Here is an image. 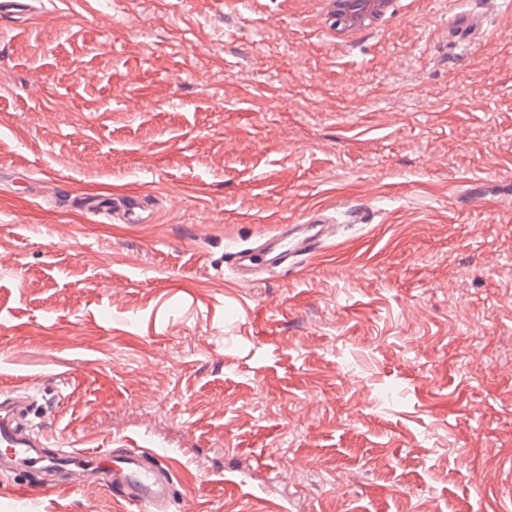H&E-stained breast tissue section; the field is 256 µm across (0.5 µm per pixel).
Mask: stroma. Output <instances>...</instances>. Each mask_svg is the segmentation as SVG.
Instances as JSON below:
<instances>
[{"instance_id": "1", "label": "stroma", "mask_w": 512, "mask_h": 512, "mask_svg": "<svg viewBox=\"0 0 512 512\" xmlns=\"http://www.w3.org/2000/svg\"><path fill=\"white\" fill-rule=\"evenodd\" d=\"M31 3L0 20V386L51 445L169 449L172 512H512V0L336 44L306 0ZM457 8L490 44L447 41ZM350 202L370 223L234 284L231 244ZM23 484L0 512H140ZM83 212L103 220L100 223L151 224L157 220L148 196L141 192L66 194Z\"/></svg>"}]
</instances>
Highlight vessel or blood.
Segmentation results:
<instances>
[{"label":"vessel or blood","mask_w":512,"mask_h":512,"mask_svg":"<svg viewBox=\"0 0 512 512\" xmlns=\"http://www.w3.org/2000/svg\"><path fill=\"white\" fill-rule=\"evenodd\" d=\"M448 36L470 44L486 40L479 15L460 13L452 18ZM71 202L83 212L117 224H150L157 213L146 194H74ZM337 221L328 209L316 208L296 224H278L247 245L225 253L224 263L239 284L260 276L300 267L322 254L335 241ZM34 407L22 387L0 392V468L28 478L23 496L53 486L68 474L96 478L114 499L145 505L151 512H170L175 471L169 457L155 448L126 444L122 448L88 452L77 448L50 449L41 433L30 431L26 418Z\"/></svg>","instance_id":"obj_1"}]
</instances>
